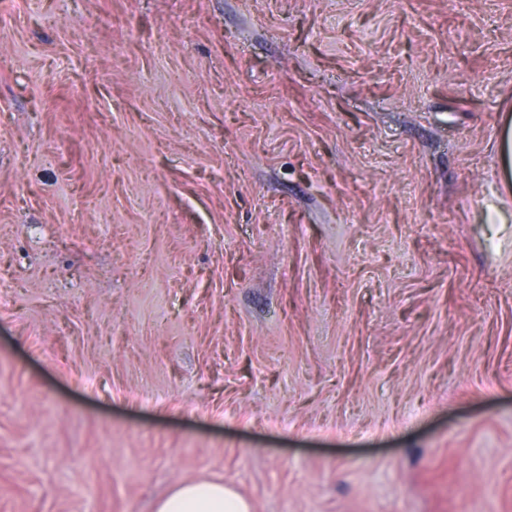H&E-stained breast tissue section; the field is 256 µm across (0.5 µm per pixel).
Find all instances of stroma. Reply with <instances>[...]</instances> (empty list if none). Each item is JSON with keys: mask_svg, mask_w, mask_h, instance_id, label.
<instances>
[{"mask_svg": "<svg viewBox=\"0 0 512 512\" xmlns=\"http://www.w3.org/2000/svg\"><path fill=\"white\" fill-rule=\"evenodd\" d=\"M512 0H0V512H512ZM155 512H252V506L224 482L194 481L174 487Z\"/></svg>", "mask_w": 512, "mask_h": 512, "instance_id": "stroma-1", "label": "stroma"}]
</instances>
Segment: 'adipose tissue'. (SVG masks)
Here are the masks:
<instances>
[{
  "label": "adipose tissue",
  "instance_id": "adipose-tissue-1",
  "mask_svg": "<svg viewBox=\"0 0 512 512\" xmlns=\"http://www.w3.org/2000/svg\"><path fill=\"white\" fill-rule=\"evenodd\" d=\"M155 512H252V506L224 483L194 481L174 487Z\"/></svg>",
  "mask_w": 512,
  "mask_h": 512
}]
</instances>
